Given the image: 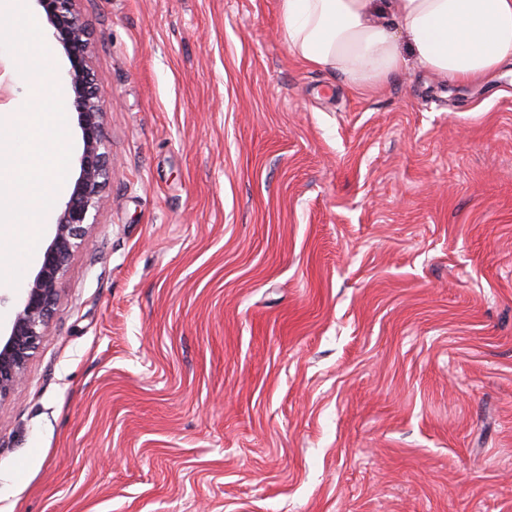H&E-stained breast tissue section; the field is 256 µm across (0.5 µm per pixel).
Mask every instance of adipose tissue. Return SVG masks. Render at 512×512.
<instances>
[{
    "label": "adipose tissue",
    "instance_id": "ef3b65f1",
    "mask_svg": "<svg viewBox=\"0 0 512 512\" xmlns=\"http://www.w3.org/2000/svg\"><path fill=\"white\" fill-rule=\"evenodd\" d=\"M289 49L354 90L416 66L471 84L512 62V0H280Z\"/></svg>",
    "mask_w": 512,
    "mask_h": 512
}]
</instances>
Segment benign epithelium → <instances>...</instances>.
Masks as SVG:
<instances>
[{
  "label": "benign epithelium",
  "mask_w": 512,
  "mask_h": 512,
  "mask_svg": "<svg viewBox=\"0 0 512 512\" xmlns=\"http://www.w3.org/2000/svg\"><path fill=\"white\" fill-rule=\"evenodd\" d=\"M48 29L68 60L63 80L71 90L83 150L79 173L58 212L54 234L34 276L14 300L13 316L0 329V399L18 383L49 324L58 284L86 226L94 223L103 190L112 172L104 146L103 109L97 97L99 76L91 66L90 33L76 7L77 0H36Z\"/></svg>",
  "instance_id": "obj_1"
}]
</instances>
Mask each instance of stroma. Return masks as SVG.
<instances>
[{"instance_id":"stroma-1","label":"stroma","mask_w":512,"mask_h":512,"mask_svg":"<svg viewBox=\"0 0 512 512\" xmlns=\"http://www.w3.org/2000/svg\"><path fill=\"white\" fill-rule=\"evenodd\" d=\"M78 9L112 174L0 512H512V69L359 93L279 0Z\"/></svg>"}]
</instances>
